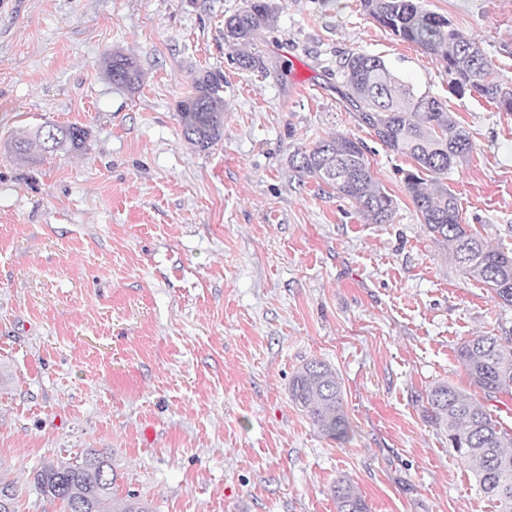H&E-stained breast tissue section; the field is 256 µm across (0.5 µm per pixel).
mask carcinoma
<instances>
[{
    "mask_svg": "<svg viewBox=\"0 0 512 512\" xmlns=\"http://www.w3.org/2000/svg\"><path fill=\"white\" fill-rule=\"evenodd\" d=\"M363 11L393 36L440 59L449 87L468 91L512 113V89L493 78L492 64L479 44L447 16L427 10L423 0H361ZM277 22L270 0H250L247 8L224 20V43L237 50L236 63L259 69L263 60L247 51L255 37ZM103 66L112 85L138 89L143 72L137 61L108 53ZM344 93L359 119L373 130L387 150L413 162L403 183L427 233L452 246L461 273L486 286L503 307H512V252L492 248L461 223L457 199L448 188V171L473 152L468 134L436 98L416 94L378 56L351 53L341 66ZM224 75L206 70L194 78L190 94L177 111L182 135L206 150L224 137ZM87 131L76 125H42L21 133L10 145L19 159L35 161L62 148L78 150ZM364 143L347 134L300 148L290 159L298 173L314 178L349 199L371 224H385L395 209L393 196L374 175ZM471 384L490 397L512 395V337L474 336L457 349ZM291 402L322 435L341 441L350 424L344 411L339 377L329 364L313 359L294 374ZM424 413L448 437L460 460L468 463L480 489L496 502L497 512H512V431H506L466 392L441 382L429 388ZM119 474L112 458L95 450L69 463L48 465L34 474L36 490L47 501L60 502L64 512H151L135 493L112 502ZM16 486L0 478V512H16ZM337 512H369L365 499L342 477L331 487Z\"/></svg>",
    "mask_w": 512,
    "mask_h": 512,
    "instance_id": "obj_1",
    "label": "carcinoma"
}]
</instances>
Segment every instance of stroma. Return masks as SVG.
I'll use <instances>...</instances> for the list:
<instances>
[{
	"label": "stroma",
	"mask_w": 512,
	"mask_h": 512,
	"mask_svg": "<svg viewBox=\"0 0 512 512\" xmlns=\"http://www.w3.org/2000/svg\"><path fill=\"white\" fill-rule=\"evenodd\" d=\"M274 29L240 69L225 17L247 0H0V477L18 512H61L41 467L111 455L115 499L156 512H336L350 479L370 512H496L420 397L445 382L512 429L456 357L512 336V308L464 278L404 190L408 158L341 95L351 52L381 57L441 100L475 149L448 174L462 221L512 251V114L448 85L440 62L363 13L360 0H271ZM478 40L512 88V0H424ZM134 55V92L105 78ZM224 74V137L200 151L177 104L202 70ZM85 128L81 150L37 163L17 131ZM336 134L361 140L394 197L366 222L289 165ZM336 371L351 430L329 439L291 402L303 364ZM103 66L113 86L126 90H137L143 81V72L137 61L121 53H108Z\"/></svg>",
	"instance_id": "35a3bbf8"
}]
</instances>
